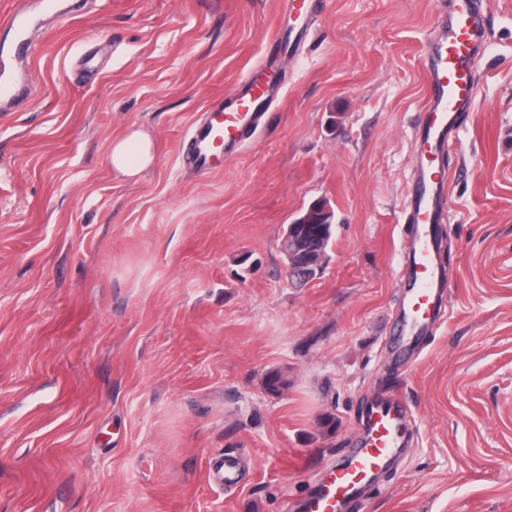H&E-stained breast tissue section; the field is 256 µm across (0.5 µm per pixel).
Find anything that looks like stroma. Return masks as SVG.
<instances>
[{
	"label": "stroma",
	"instance_id": "obj_1",
	"mask_svg": "<svg viewBox=\"0 0 512 512\" xmlns=\"http://www.w3.org/2000/svg\"><path fill=\"white\" fill-rule=\"evenodd\" d=\"M75 1L33 31L38 96L0 121V512H298L389 389L412 433L346 512H512V0H480L447 312L404 366L399 217L438 0H325L266 128L208 177L179 147L267 51L279 0ZM132 125L157 152L134 180L109 164ZM317 201L334 239L298 285L281 240Z\"/></svg>",
	"mask_w": 512,
	"mask_h": 512
}]
</instances>
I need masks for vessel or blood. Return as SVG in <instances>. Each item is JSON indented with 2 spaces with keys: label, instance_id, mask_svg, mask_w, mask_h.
I'll use <instances>...</instances> for the list:
<instances>
[{
  "label": "vessel or blood",
  "instance_id": "1",
  "mask_svg": "<svg viewBox=\"0 0 512 512\" xmlns=\"http://www.w3.org/2000/svg\"><path fill=\"white\" fill-rule=\"evenodd\" d=\"M284 18L298 21L288 35L289 52H297L323 10V0H282ZM65 20L52 0H15L0 11V29L22 42L25 57H33L30 29L47 13ZM489 37L488 18L476 0H446L438 15L437 32L424 48L423 68L428 92L414 126V177L402 209L401 223L410 225L399 282L403 303L390 332L397 343L393 354L404 360L415 338L428 334L446 308L448 283L438 262L441 239L437 227L448 210V175L439 163L457 142V119L474 101V65ZM14 51H0V113L18 105L20 69ZM277 53L265 54L226 95L211 100L187 133L181 160L202 176L223 170L264 126L280 97ZM410 430L405 404L394 396L373 397L364 417L363 436L343 464L325 466L299 512H342L371 476L403 445Z\"/></svg>",
  "mask_w": 512,
  "mask_h": 512
}]
</instances>
